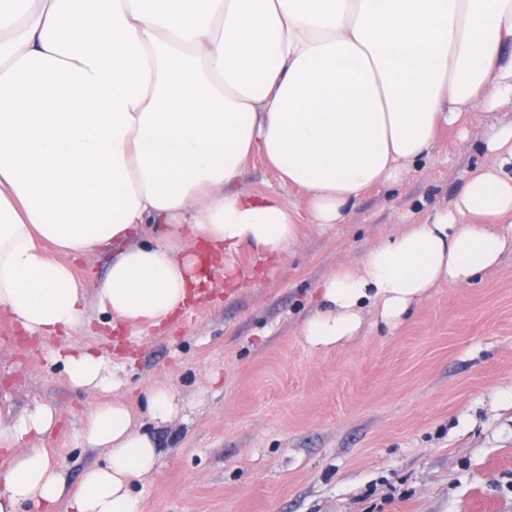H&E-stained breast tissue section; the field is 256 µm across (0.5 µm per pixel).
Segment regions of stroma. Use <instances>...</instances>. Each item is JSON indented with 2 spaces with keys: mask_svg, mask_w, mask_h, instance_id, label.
<instances>
[{
  "mask_svg": "<svg viewBox=\"0 0 512 512\" xmlns=\"http://www.w3.org/2000/svg\"><path fill=\"white\" fill-rule=\"evenodd\" d=\"M510 119L505 106L468 136L442 130L411 177L369 189L347 223L301 225L280 260L241 251L231 263L252 280L228 289L216 272L209 298L163 328L113 334L92 303L83 330L46 339L0 308V411L52 406L60 423L41 445L77 484L101 456L80 438L84 418L107 395L72 387L49 353L90 345L120 369L132 408L159 380L183 406L143 424L160 459L136 486L142 512H512L511 253L473 285L433 288L392 332L369 315L321 353L300 334L320 281L448 206L492 161L485 125ZM234 188L291 207L306 197L257 155Z\"/></svg>",
  "mask_w": 512,
  "mask_h": 512,
  "instance_id": "obj_1",
  "label": "stroma"
}]
</instances>
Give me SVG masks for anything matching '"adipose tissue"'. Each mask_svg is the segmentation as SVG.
I'll use <instances>...</instances> for the list:
<instances>
[{"mask_svg": "<svg viewBox=\"0 0 512 512\" xmlns=\"http://www.w3.org/2000/svg\"><path fill=\"white\" fill-rule=\"evenodd\" d=\"M512 103V0H0V307L44 338L86 325L159 328L239 273L280 259L302 220L346 223L364 192L403 183L437 131ZM448 208L325 276L301 324L310 349L390 330L432 288L473 284L512 252V120ZM306 189L303 209L232 185L253 156ZM153 242L131 244L145 226ZM88 287L73 262L109 247ZM71 384L112 392L81 437L103 454L77 488L39 445L59 417L0 420V512H141L159 452L90 346L53 354ZM142 415L181 410L164 382Z\"/></svg>", "mask_w": 512, "mask_h": 512, "instance_id": "1", "label": "adipose tissue"}]
</instances>
